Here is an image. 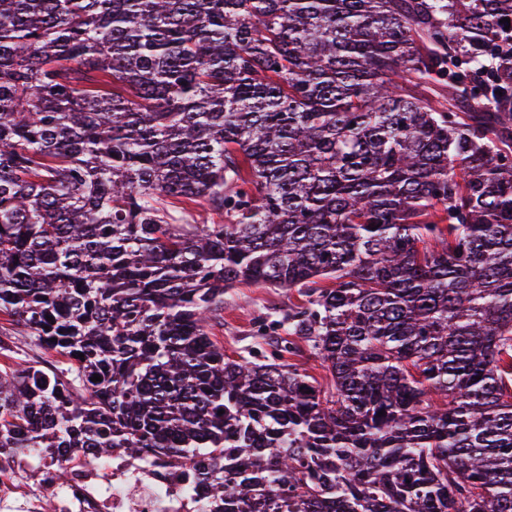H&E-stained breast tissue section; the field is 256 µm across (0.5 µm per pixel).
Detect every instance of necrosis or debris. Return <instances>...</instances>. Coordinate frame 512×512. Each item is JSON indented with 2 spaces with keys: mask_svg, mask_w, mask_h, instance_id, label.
<instances>
[{
  "mask_svg": "<svg viewBox=\"0 0 512 512\" xmlns=\"http://www.w3.org/2000/svg\"><path fill=\"white\" fill-rule=\"evenodd\" d=\"M188 469L173 461L133 460L114 453L98 464L84 452L68 461L0 452V512H42L56 500L59 512H208Z\"/></svg>",
  "mask_w": 512,
  "mask_h": 512,
  "instance_id": "obj_1",
  "label": "necrosis or debris"
}]
</instances>
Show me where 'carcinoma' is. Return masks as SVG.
Masks as SVG:
<instances>
[{
  "label": "carcinoma",
  "mask_w": 512,
  "mask_h": 512,
  "mask_svg": "<svg viewBox=\"0 0 512 512\" xmlns=\"http://www.w3.org/2000/svg\"><path fill=\"white\" fill-rule=\"evenodd\" d=\"M510 43L512 0H0V315L69 363L0 368V451L512 512ZM240 285L305 298L259 357ZM303 299L286 288L241 285L224 295V326H215L213 333L224 342V351L231 356H248V350L262 354L269 351L273 334L262 336L257 328L260 321L288 312L289 307L301 304ZM301 352L296 356L286 355V360L289 363H295L301 369H305L306 372L315 376L320 382H325V372L321 367L320 360L313 355L308 346L304 342H300Z\"/></svg>",
  "instance_id": "cac0c4a2"
}]
</instances>
